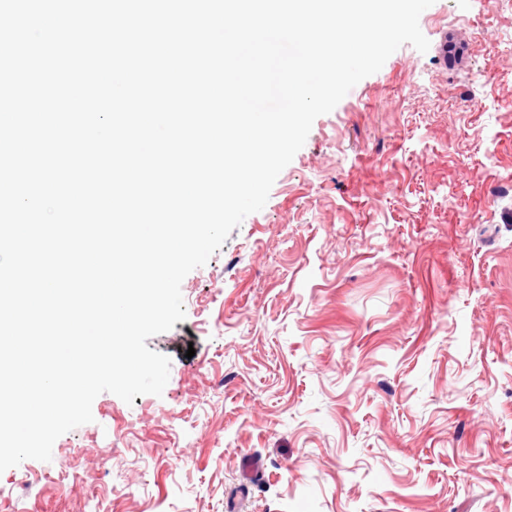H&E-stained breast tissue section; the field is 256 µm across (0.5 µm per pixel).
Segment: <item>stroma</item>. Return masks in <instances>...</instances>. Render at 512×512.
Returning <instances> with one entry per match:
<instances>
[{"mask_svg": "<svg viewBox=\"0 0 512 512\" xmlns=\"http://www.w3.org/2000/svg\"><path fill=\"white\" fill-rule=\"evenodd\" d=\"M0 512H512V0H435ZM464 47L440 53L443 37Z\"/></svg>", "mask_w": 512, "mask_h": 512, "instance_id": "35a3bbf8", "label": "stroma"}]
</instances>
